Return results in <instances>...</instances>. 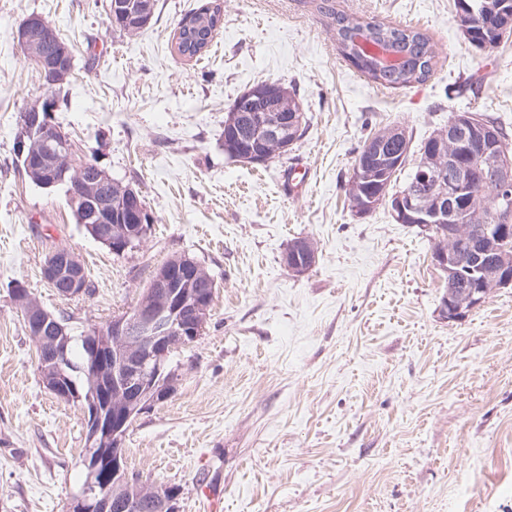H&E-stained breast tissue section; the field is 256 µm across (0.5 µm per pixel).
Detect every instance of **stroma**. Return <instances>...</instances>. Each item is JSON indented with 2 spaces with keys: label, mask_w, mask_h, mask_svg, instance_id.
Instances as JSON below:
<instances>
[{
  "label": "stroma",
  "mask_w": 512,
  "mask_h": 512,
  "mask_svg": "<svg viewBox=\"0 0 512 512\" xmlns=\"http://www.w3.org/2000/svg\"><path fill=\"white\" fill-rule=\"evenodd\" d=\"M203 2L158 0L128 35L109 0H0V512H64L86 448L80 407L41 382L14 284L80 331L132 311L184 254L216 290L202 335L169 362L172 394L125 436L130 477L179 486L180 512H206V485L223 512H512V287L442 320L448 282L427 235L382 208L356 217L343 189L387 126L417 144L485 109L512 135V37L473 47L455 0H336L437 44L425 83L388 89L342 57L316 0H224L208 53L184 61L173 33ZM33 14L72 54L52 121L75 161L139 190L153 218L124 256L18 159L20 114L45 96L16 39ZM264 80L292 89L309 123L287 153L249 166L225 155L224 117ZM300 237L316 260L296 275L283 257ZM58 247L75 252L91 296L45 285Z\"/></svg>",
  "instance_id": "1"
}]
</instances>
